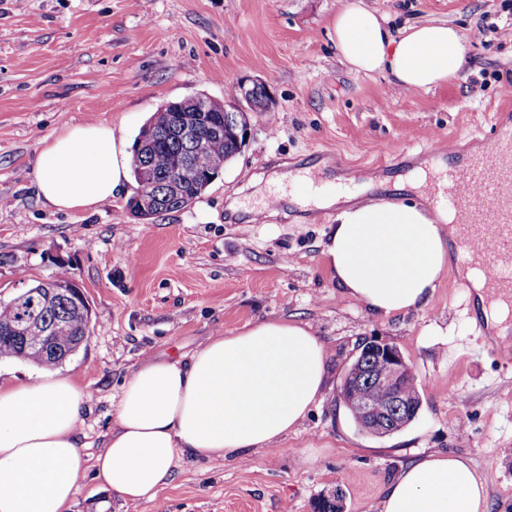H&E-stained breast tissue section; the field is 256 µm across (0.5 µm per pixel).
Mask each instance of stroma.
<instances>
[{
  "label": "stroma",
  "mask_w": 512,
  "mask_h": 512,
  "mask_svg": "<svg viewBox=\"0 0 512 512\" xmlns=\"http://www.w3.org/2000/svg\"><path fill=\"white\" fill-rule=\"evenodd\" d=\"M346 0H0V301L61 276L90 308V338L60 367L92 398L79 426L88 456L112 429L125 381L149 359L184 360L247 323H309L326 345L328 384L297 432L237 460L182 461L156 499L132 507L94 478L74 512H313L339 490L344 512H378L409 462L437 452L469 461L487 512H512V366L471 323L470 297L448 269L428 303L388 319L345 296L322 250L335 210L247 221L297 181L272 171L328 165L358 190L366 172L396 177L445 137L488 131L512 103V35L472 40L480 25L512 23V0H363L392 29L445 22L459 29L467 68L428 90L384 72L350 70L333 24ZM264 83L272 104L248 113L246 145L190 207L144 221L126 203L136 184L87 210L60 211L37 194L32 159L70 125L102 123L136 139L157 108L199 93L221 100ZM395 158H380L382 146ZM237 202L240 213L227 205ZM396 345L419 384L417 419L398 433H360L339 400L362 341Z\"/></svg>",
  "instance_id": "obj_1"
}]
</instances>
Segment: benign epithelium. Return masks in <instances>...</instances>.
Listing matches in <instances>:
<instances>
[{"instance_id":"7a95c632","label":"benign epithelium","mask_w":512,"mask_h":512,"mask_svg":"<svg viewBox=\"0 0 512 512\" xmlns=\"http://www.w3.org/2000/svg\"><path fill=\"white\" fill-rule=\"evenodd\" d=\"M210 109L231 113L233 127L242 130L243 136H248L247 113L256 110L248 95L222 101L190 96L173 108L175 118L170 124L163 128L147 125L139 147L148 149L163 135L182 139L188 146L181 155L179 166H190L201 173L209 172L208 148L191 131L198 126L200 116ZM193 202L194 199L183 192L177 175H169L161 181L152 170L139 169L133 201V214L136 216L144 219L172 203L177 209L184 210ZM74 287L76 283L67 277L52 281L43 305L54 315L53 322L49 326L38 320L29 322L23 335L17 337L24 348L50 350L54 335L68 325V317L59 312L58 303L71 297ZM368 353L375 355L376 359L362 356L354 360L344 373L342 387L354 394L349 405L351 411L367 419L365 434L382 438L402 430L417 416L419 406L401 390L402 381L412 375L413 369L400 350L388 342L371 341Z\"/></svg>"}]
</instances>
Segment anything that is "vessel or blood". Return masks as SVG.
Here are the masks:
<instances>
[{
  "label": "vessel or blood",
  "instance_id": "obj_1",
  "mask_svg": "<svg viewBox=\"0 0 512 512\" xmlns=\"http://www.w3.org/2000/svg\"><path fill=\"white\" fill-rule=\"evenodd\" d=\"M428 202L457 214L456 252L479 264L489 291L512 301V115L495 114L464 162L435 172Z\"/></svg>",
  "mask_w": 512,
  "mask_h": 512
}]
</instances>
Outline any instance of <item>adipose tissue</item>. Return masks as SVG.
I'll return each instance as SVG.
<instances>
[{"label":"adipose tissue","mask_w":512,"mask_h":512,"mask_svg":"<svg viewBox=\"0 0 512 512\" xmlns=\"http://www.w3.org/2000/svg\"><path fill=\"white\" fill-rule=\"evenodd\" d=\"M334 33L355 71L390 74L406 90L429 89L465 69L464 35L426 22L392 32L362 0H346ZM128 140L84 123L45 141L33 162L39 198L60 211L88 209L129 177ZM338 207L323 250L343 293L389 318L427 304L450 263L451 214L428 203L318 196ZM326 348L310 324L259 321L212 337L188 362L150 360L123 384L112 431L95 460L78 437L90 394L49 373L0 382V512H68L79 481L94 475L125 504L154 500L183 460L234 459L270 449L322 400ZM487 493L470 463L430 454L406 467L379 512H486Z\"/></svg>","instance_id":"ef3b65f1"}]
</instances>
